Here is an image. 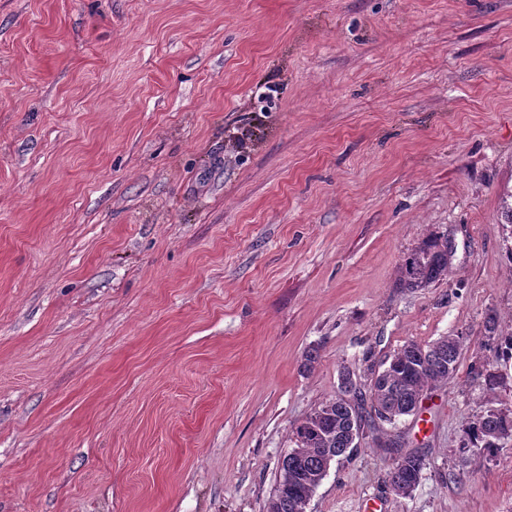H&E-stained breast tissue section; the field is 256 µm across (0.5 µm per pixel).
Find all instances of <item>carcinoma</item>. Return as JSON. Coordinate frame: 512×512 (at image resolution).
Returning a JSON list of instances; mask_svg holds the SVG:
<instances>
[{"mask_svg":"<svg viewBox=\"0 0 512 512\" xmlns=\"http://www.w3.org/2000/svg\"><path fill=\"white\" fill-rule=\"evenodd\" d=\"M451 257L448 235L427 236L403 257L398 287L427 288L448 277ZM483 327L501 355L512 358V333H499L495 313L485 315ZM463 349L464 337L454 333L428 343L409 340L382 363L383 369L371 367L363 383L355 379L354 371L342 368L338 394L294 426L295 447L278 463L279 475L266 512H306L331 464L353 450V435H363L366 428L378 432L385 423L391 431L383 447L392 458L385 482L394 494L410 495L426 460L417 452L403 451V432L397 422L417 413L427 391L454 378ZM465 434L460 455L471 451L493 457L512 442V412L489 408L466 425Z\"/></svg>","mask_w":512,"mask_h":512,"instance_id":"carcinoma-1","label":"carcinoma"}]
</instances>
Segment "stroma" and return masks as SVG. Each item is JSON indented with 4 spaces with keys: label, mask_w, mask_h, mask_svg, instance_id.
Listing matches in <instances>:
<instances>
[{
    "label": "stroma",
    "mask_w": 512,
    "mask_h": 512,
    "mask_svg": "<svg viewBox=\"0 0 512 512\" xmlns=\"http://www.w3.org/2000/svg\"><path fill=\"white\" fill-rule=\"evenodd\" d=\"M510 194L512 0H0V512H264L341 367L451 333L412 494L368 431L306 512H512V446L458 454ZM452 253L448 251V234L427 236L403 257L398 287L427 288L443 280L448 276Z\"/></svg>",
    "instance_id": "1"
}]
</instances>
